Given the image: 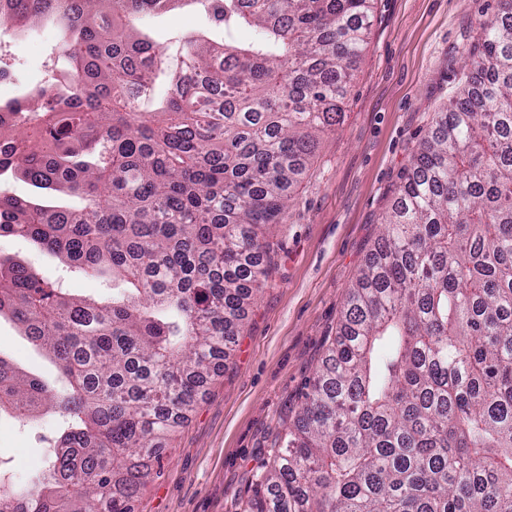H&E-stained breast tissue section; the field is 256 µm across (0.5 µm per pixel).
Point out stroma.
<instances>
[{
	"instance_id": "stroma-1",
	"label": "stroma",
	"mask_w": 512,
	"mask_h": 512,
	"mask_svg": "<svg viewBox=\"0 0 512 512\" xmlns=\"http://www.w3.org/2000/svg\"><path fill=\"white\" fill-rule=\"evenodd\" d=\"M488 9V0H375L342 121L320 135L287 221L273 230L274 261L234 351L172 435L159 477L131 512H242L254 471L298 410L336 331L413 149L466 78L465 50ZM58 40L49 20L12 41L24 85L0 99L46 80L41 62L55 55ZM0 255L63 278L73 293L112 296L111 281L63 272L57 258L24 239L0 237ZM0 356L51 388L66 384L2 315ZM59 424L52 412L21 423L0 413V464L15 483L40 467Z\"/></svg>"
}]
</instances>
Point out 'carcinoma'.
Segmentation results:
<instances>
[{
    "mask_svg": "<svg viewBox=\"0 0 512 512\" xmlns=\"http://www.w3.org/2000/svg\"><path fill=\"white\" fill-rule=\"evenodd\" d=\"M495 2L244 512H512V0ZM185 8L208 27L169 54L143 22ZM46 17L69 67L8 105L0 178L81 204L1 194L0 237L112 277V300L0 257V315L67 380L0 356V411L66 419L26 487L0 475V512H129L268 276L374 0L0 3L16 34ZM2 189L12 196L29 200L32 203L70 205L76 201L74 198L57 192L42 193L19 175L10 176L5 180Z\"/></svg>",
    "mask_w": 512,
    "mask_h": 512,
    "instance_id": "1",
    "label": "carcinoma"
}]
</instances>
